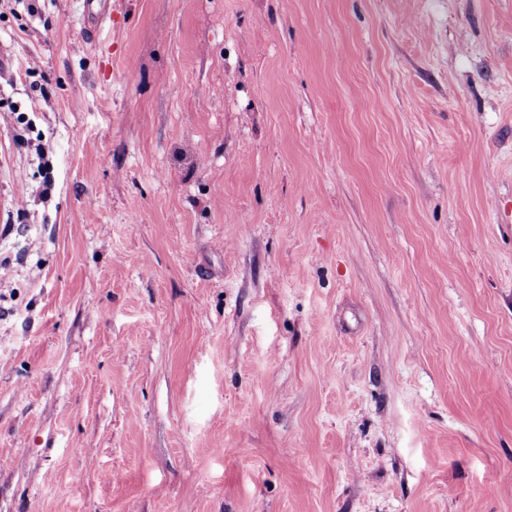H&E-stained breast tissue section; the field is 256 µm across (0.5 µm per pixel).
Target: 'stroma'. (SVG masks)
I'll list each match as a JSON object with an SVG mask.
<instances>
[{"instance_id":"35a3bbf8","label":"stroma","mask_w":512,"mask_h":512,"mask_svg":"<svg viewBox=\"0 0 512 512\" xmlns=\"http://www.w3.org/2000/svg\"><path fill=\"white\" fill-rule=\"evenodd\" d=\"M0 49V512H512V0H0ZM80 2L83 3L84 26L90 32L99 35L106 25L113 31L119 28L117 19L126 10V0H80ZM109 2H112V12H110Z\"/></svg>"}]
</instances>
